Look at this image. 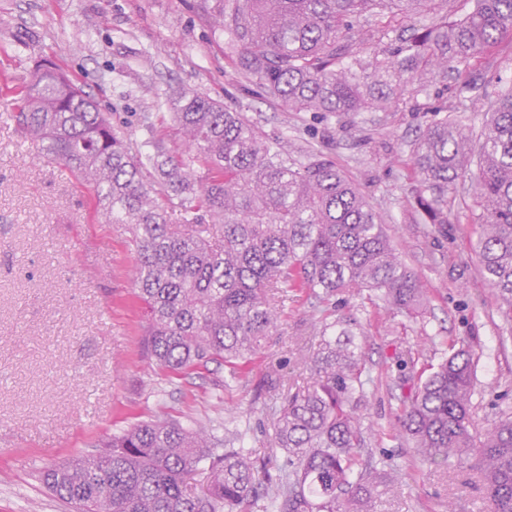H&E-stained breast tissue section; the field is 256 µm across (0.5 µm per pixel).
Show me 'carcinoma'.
<instances>
[{
  "label": "carcinoma",
  "instance_id": "obj_1",
  "mask_svg": "<svg viewBox=\"0 0 512 512\" xmlns=\"http://www.w3.org/2000/svg\"><path fill=\"white\" fill-rule=\"evenodd\" d=\"M437 0H219L215 23L231 37L237 72L290 112L398 111L427 93L443 63H457L460 88L471 62L512 35V0H478L452 24L408 30ZM383 12L366 30L357 19ZM381 51L365 63L355 47ZM414 143V200L425 223L448 224V194L469 187L482 213L478 255L485 279L512 321V87L464 105ZM12 119L42 159L89 183L108 224L132 225L131 283L149 314L145 341L156 365L182 373L222 362L239 379L277 332L288 293L328 301L379 293L395 313L423 303L420 278L400 259L381 219L341 169L316 156L288 160L239 112L195 92L167 101L187 144L172 153L151 126L140 143L112 127L109 113L53 62L34 68L12 103ZM484 112L479 137L450 116ZM350 322L310 360L311 380L288 392L273 418L270 447L286 453L274 485L257 482L249 449L215 452L202 428L154 416L128 426L106 450L51 465L47 487L75 512H372L390 491L389 472L364 465L370 381L364 340ZM480 354L463 346L429 368L401 401L405 433L423 460L475 459L489 512H512V416L482 433L471 422ZM210 463L207 492L186 477Z\"/></svg>",
  "mask_w": 512,
  "mask_h": 512
}]
</instances>
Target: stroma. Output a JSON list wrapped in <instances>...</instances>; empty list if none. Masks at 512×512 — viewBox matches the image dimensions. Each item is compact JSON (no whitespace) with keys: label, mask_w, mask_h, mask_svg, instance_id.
<instances>
[{"label":"stroma","mask_w":512,"mask_h":512,"mask_svg":"<svg viewBox=\"0 0 512 512\" xmlns=\"http://www.w3.org/2000/svg\"><path fill=\"white\" fill-rule=\"evenodd\" d=\"M216 0H0V512H67L39 480L47 466L94 452L112 434L157 413L200 422L223 437L249 426L245 445L256 481L277 478L283 451L269 448L273 413L289 387L310 378L307 360L322 325L360 324L376 385L365 391V461L399 467L394 491L375 512H481L476 471L422 461L403 431L399 399L412 379L396 360L438 363L461 346L481 351L472 422L487 429L512 409V339L505 311L484 279L471 194H458L449 224H428L415 204L412 149L432 112H291L254 94L236 55L208 20ZM59 64L112 115L132 141L147 125L172 137L165 101L194 91L243 113L282 141L290 160L312 153L334 162L364 192L402 260L421 278L424 305L390 316L365 291L328 310L290 294L279 329L249 371L225 387L211 363L182 374L158 369L142 339L146 313L130 282L125 225L94 216V196L67 167L38 158L10 117V90L37 62ZM512 79V38L471 72L472 96L494 92L488 71ZM279 381L271 390V381Z\"/></svg>","instance_id":"obj_1"}]
</instances>
